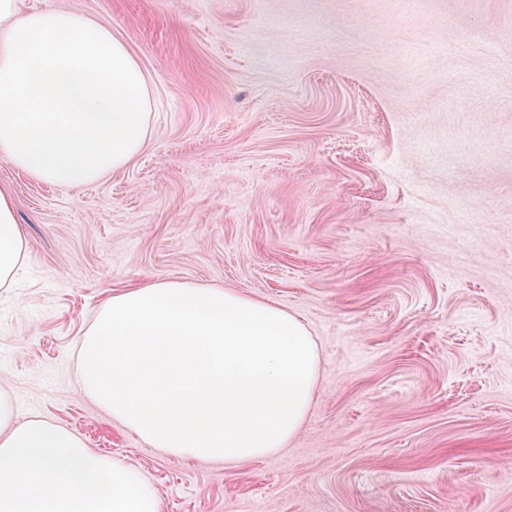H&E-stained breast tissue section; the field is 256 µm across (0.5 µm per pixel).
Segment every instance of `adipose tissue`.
I'll return each instance as SVG.
<instances>
[{
  "instance_id": "adipose-tissue-1",
  "label": "adipose tissue",
  "mask_w": 512,
  "mask_h": 512,
  "mask_svg": "<svg viewBox=\"0 0 512 512\" xmlns=\"http://www.w3.org/2000/svg\"><path fill=\"white\" fill-rule=\"evenodd\" d=\"M147 78L110 28L74 11L0 0V159L36 180L79 187L127 165L150 133ZM26 251L0 186V288ZM0 512H159L140 472L41 418L18 420L0 390Z\"/></svg>"
}]
</instances>
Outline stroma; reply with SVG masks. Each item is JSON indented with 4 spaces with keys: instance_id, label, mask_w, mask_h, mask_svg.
I'll return each mask as SVG.
<instances>
[{
    "instance_id": "obj_1",
    "label": "stroma",
    "mask_w": 512,
    "mask_h": 512,
    "mask_svg": "<svg viewBox=\"0 0 512 512\" xmlns=\"http://www.w3.org/2000/svg\"><path fill=\"white\" fill-rule=\"evenodd\" d=\"M23 6L109 27L154 110L91 184L0 160L28 242L0 288L18 418L136 468L162 512H512V0ZM156 281L301 318L318 385L284 448L184 461L83 394L96 310Z\"/></svg>"
}]
</instances>
